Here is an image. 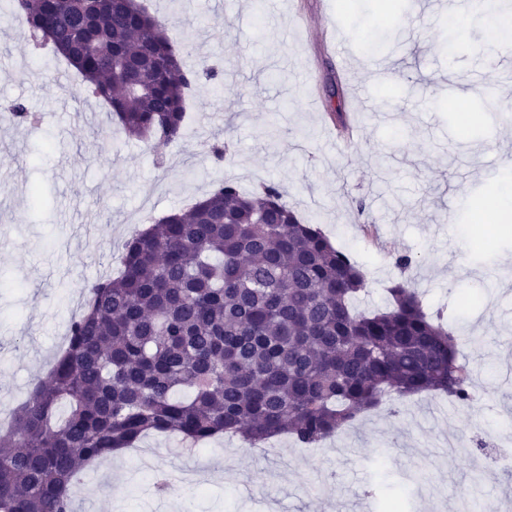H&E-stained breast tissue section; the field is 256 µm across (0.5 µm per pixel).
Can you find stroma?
Here are the masks:
<instances>
[{
  "label": "stroma",
  "instance_id": "1",
  "mask_svg": "<svg viewBox=\"0 0 512 512\" xmlns=\"http://www.w3.org/2000/svg\"><path fill=\"white\" fill-rule=\"evenodd\" d=\"M142 3L167 16L174 48L198 73L176 143L127 138L63 59L34 53L0 19V107L20 101L40 116L33 127L0 122V411L46 377L80 297L144 229L142 204L158 219L225 181L247 193L275 183L366 270L360 308L383 306L404 280L441 315L471 370L473 409L415 394L397 414L370 411L314 448L281 437L259 450L220 435L185 453L179 437L151 435L84 472L75 512H379L384 499L405 512H462L474 495L512 508V286L493 282L512 234L477 209L512 187V46L492 34L498 0L468 13L456 46L447 10L404 0L398 38L379 53L366 45L386 28L381 0ZM328 25L350 46V68L324 49ZM331 71L358 128L347 147L326 108ZM352 84L363 110L347 101ZM459 95L475 117L466 127L453 116ZM402 254L410 267L396 265ZM157 475L171 482L162 497Z\"/></svg>",
  "mask_w": 512,
  "mask_h": 512
}]
</instances>
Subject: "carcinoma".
I'll use <instances>...</instances> for the list:
<instances>
[{
  "instance_id": "1",
  "label": "carcinoma",
  "mask_w": 512,
  "mask_h": 512,
  "mask_svg": "<svg viewBox=\"0 0 512 512\" xmlns=\"http://www.w3.org/2000/svg\"><path fill=\"white\" fill-rule=\"evenodd\" d=\"M5 2L127 135L182 137L194 73L165 18L113 0ZM367 284L275 184L247 195L223 182L153 222L90 286L66 350L0 431V512H73L88 465L151 433L310 448L414 394L472 404L458 338L404 281L388 288L389 308L358 309Z\"/></svg>"
}]
</instances>
